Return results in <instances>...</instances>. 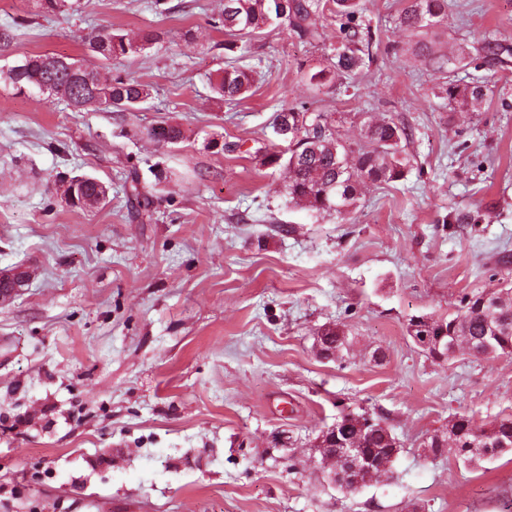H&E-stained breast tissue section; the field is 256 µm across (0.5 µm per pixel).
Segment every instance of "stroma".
<instances>
[{
  "label": "stroma",
  "instance_id": "stroma-1",
  "mask_svg": "<svg viewBox=\"0 0 512 512\" xmlns=\"http://www.w3.org/2000/svg\"><path fill=\"white\" fill-rule=\"evenodd\" d=\"M149 3L54 14L0 0V272L31 273L0 301V512H500L511 454L467 468L422 445L454 416L488 428L512 415V354L437 361L407 326L512 288V69L481 71L487 102L452 111L400 0H362L378 42L361 71L309 90L298 66L332 53L336 20L312 43L281 27L239 42L262 75L230 107L209 89L222 0H168L164 16ZM106 25L173 36L121 65L151 87L137 111L76 112L7 79L24 55L86 57ZM491 31L512 36V0H451L431 46L451 58ZM299 102L332 113L348 145L384 118L411 131L405 178L364 184L352 222L287 205L285 170L251 154ZM162 123L177 144L149 138ZM133 170L151 218L130 212ZM83 173L109 186L100 207L67 202L62 176ZM327 325L351 340L342 358L314 349ZM364 411L401 450L390 478L342 490L315 446Z\"/></svg>",
  "mask_w": 512,
  "mask_h": 512
}]
</instances>
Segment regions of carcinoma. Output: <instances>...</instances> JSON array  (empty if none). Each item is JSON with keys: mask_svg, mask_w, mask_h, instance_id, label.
Here are the masks:
<instances>
[{"mask_svg": "<svg viewBox=\"0 0 512 512\" xmlns=\"http://www.w3.org/2000/svg\"><path fill=\"white\" fill-rule=\"evenodd\" d=\"M50 11H77L81 0H37ZM334 15L339 23L340 42L324 62L310 67L304 78L313 88L334 84L339 78L351 75L372 59L376 34L362 15L361 0H224V12L214 20L213 27L224 28L227 39L224 49L235 52L237 42L287 23L288 29L299 39L312 42L320 36V20L324 11ZM448 19V0H404L398 24L421 36L414 46L415 53L440 71L443 60L434 55L426 37ZM167 33L147 30L131 35L120 29L103 26L87 41L89 59L70 61L43 55H26L8 69L7 79L20 93L36 92L48 98L62 99L73 110L80 112L90 107H107L114 112H130L150 97V88L132 77L116 74L110 79L101 75V69L114 60H127L143 50L164 42ZM455 61L457 69L505 68L512 62V42L503 37L486 34L478 47L469 51L460 48ZM254 67L243 57H230L218 70L216 80L210 82L211 92L227 105H233L250 96L255 82ZM448 103L474 108L482 105L488 88L473 77L460 82L458 73L451 71L445 88ZM275 119L288 124V148L282 155L265 149L263 163L282 165L288 170V181L281 194L288 203L315 215L336 214L351 218L359 203V187L366 182L389 184L405 176L407 158L402 155V142L409 137L407 127L392 120L368 124L361 133V142L352 148L336 136L329 117L324 112L311 113L304 103L280 109ZM159 143L175 144L181 130L172 125L150 131ZM64 193L75 207L94 208L100 196L107 194L108 186L91 175L75 176L65 181ZM129 192L136 201L138 212H151L152 194L141 185L139 175H130ZM461 310L446 319L428 315L409 320L416 336H443L456 341L461 350L480 351L487 357L512 354V288L498 292H476L464 296ZM325 341L336 344V356L343 355L349 346L348 336L336 326L321 330ZM365 414L355 413L339 429L336 442L349 436L361 439L358 452L376 465L352 473L358 482L366 485L387 474L379 463H393L400 449L391 442L380 420L364 421ZM447 438L456 442L453 453L463 465L492 459L512 452V416H504L492 427L484 428L465 415L448 420Z\"/></svg>", "mask_w": 512, "mask_h": 512, "instance_id": "cac0c4a2", "label": "carcinoma"}]
</instances>
